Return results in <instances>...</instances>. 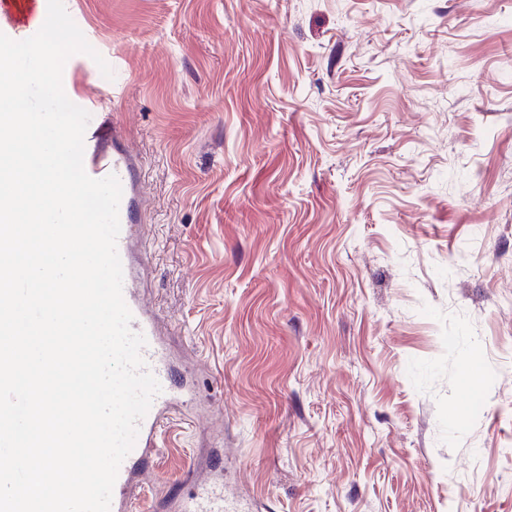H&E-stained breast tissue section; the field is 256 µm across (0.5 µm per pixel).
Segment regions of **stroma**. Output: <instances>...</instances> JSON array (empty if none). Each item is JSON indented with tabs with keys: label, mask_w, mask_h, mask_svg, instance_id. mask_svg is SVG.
Instances as JSON below:
<instances>
[{
	"label": "stroma",
	"mask_w": 512,
	"mask_h": 512,
	"mask_svg": "<svg viewBox=\"0 0 512 512\" xmlns=\"http://www.w3.org/2000/svg\"><path fill=\"white\" fill-rule=\"evenodd\" d=\"M71 2L198 390L131 512H512V0ZM210 477H205L197 469H186L180 482L188 484L186 494L169 497L165 509L169 512H237L224 499V473L219 469Z\"/></svg>",
	"instance_id": "obj_1"
}]
</instances>
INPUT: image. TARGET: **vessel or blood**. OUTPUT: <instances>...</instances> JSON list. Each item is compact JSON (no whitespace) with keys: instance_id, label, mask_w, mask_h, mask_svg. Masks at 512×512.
Instances as JSON below:
<instances>
[{"instance_id":"vessel-or-blood-1","label":"vessel or blood","mask_w":512,"mask_h":512,"mask_svg":"<svg viewBox=\"0 0 512 512\" xmlns=\"http://www.w3.org/2000/svg\"><path fill=\"white\" fill-rule=\"evenodd\" d=\"M46 14L47 0H0V33L14 40L29 38L41 28ZM69 99L91 115L84 134L86 173L95 179L115 175L122 186L117 249L123 268V297L133 315L132 329L146 338L142 350L145 366L161 386L147 415L139 423L135 445L121 463L113 487L110 512H130L133 490L156 452L163 423L178 406L192 403L194 397L185 385L173 382L161 323L138 291V280L146 262L140 247L143 222L141 158L130 149L111 113L99 111L95 99L74 87L69 90ZM180 481L187 484L189 490L169 497L165 503L167 512H237L224 499L223 472L206 477L191 467L183 472Z\"/></svg>"}]
</instances>
